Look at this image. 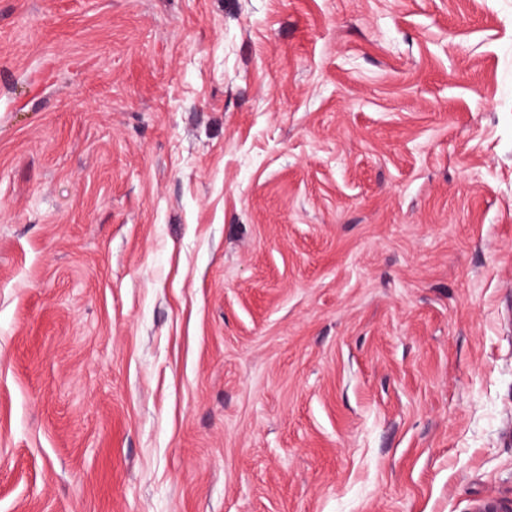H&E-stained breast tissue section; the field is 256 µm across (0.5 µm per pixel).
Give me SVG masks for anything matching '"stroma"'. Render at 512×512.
<instances>
[{
	"label": "stroma",
	"instance_id": "stroma-1",
	"mask_svg": "<svg viewBox=\"0 0 512 512\" xmlns=\"http://www.w3.org/2000/svg\"><path fill=\"white\" fill-rule=\"evenodd\" d=\"M512 512V0H0V512Z\"/></svg>",
	"mask_w": 512,
	"mask_h": 512
}]
</instances>
